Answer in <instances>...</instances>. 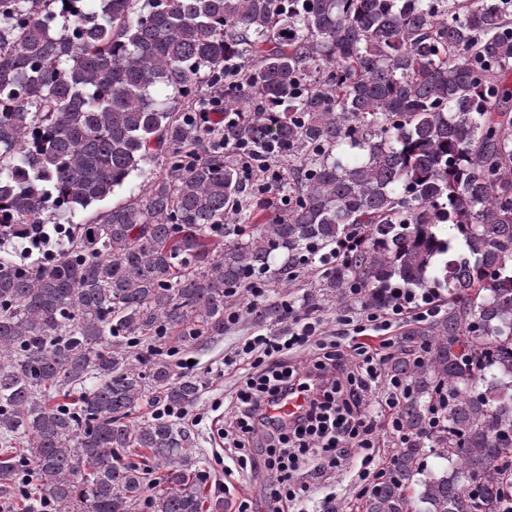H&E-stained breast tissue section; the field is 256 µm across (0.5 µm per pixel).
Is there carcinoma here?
I'll return each mask as SVG.
<instances>
[{
	"instance_id": "1",
	"label": "carcinoma",
	"mask_w": 512,
	"mask_h": 512,
	"mask_svg": "<svg viewBox=\"0 0 512 512\" xmlns=\"http://www.w3.org/2000/svg\"><path fill=\"white\" fill-rule=\"evenodd\" d=\"M283 162L275 208L252 172ZM126 185L56 261L0 258L10 506L216 512L161 413L200 396L175 352L334 252L305 307L448 300L390 360L410 438L354 508L512 512V0H0V225ZM243 292H246L249 298L245 295L241 297L240 307H246L249 311L255 309L258 305H261L268 298V288H266V281L262 279H253L249 284L245 286Z\"/></svg>"
}]
</instances>
